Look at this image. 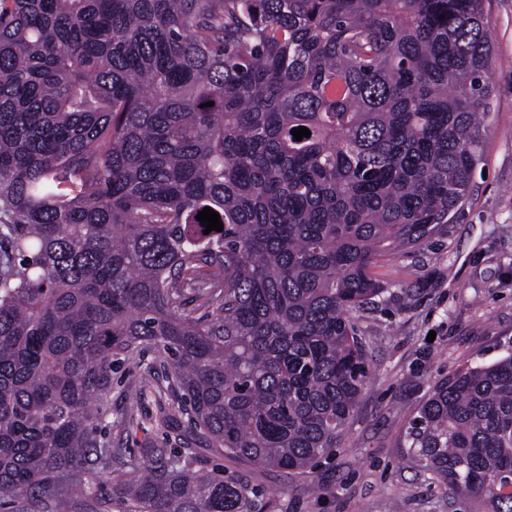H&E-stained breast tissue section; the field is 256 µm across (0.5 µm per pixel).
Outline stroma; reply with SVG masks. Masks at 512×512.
Listing matches in <instances>:
<instances>
[{"instance_id":"1","label":"stroma","mask_w":512,"mask_h":512,"mask_svg":"<svg viewBox=\"0 0 512 512\" xmlns=\"http://www.w3.org/2000/svg\"><path fill=\"white\" fill-rule=\"evenodd\" d=\"M495 95L481 126L473 188L448 224L411 252L380 258L388 286L356 315L370 374L332 455L311 473L289 476L234 458L205 455L206 469L245 476L268 512H477L410 460L409 432L421 402L449 372L512 352V0H486ZM165 355L116 365L107 436L141 459L171 448L187 417L175 397L157 394L161 376L140 385Z\"/></svg>"}]
</instances>
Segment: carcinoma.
<instances>
[{
	"instance_id": "1",
	"label": "carcinoma",
	"mask_w": 512,
	"mask_h": 512,
	"mask_svg": "<svg viewBox=\"0 0 512 512\" xmlns=\"http://www.w3.org/2000/svg\"><path fill=\"white\" fill-rule=\"evenodd\" d=\"M484 3L0 0V493L19 512H255L205 453L290 474L332 453L369 378L370 268L469 194ZM151 347L194 438L127 460L106 397ZM410 448L512 512V353L436 382Z\"/></svg>"
}]
</instances>
